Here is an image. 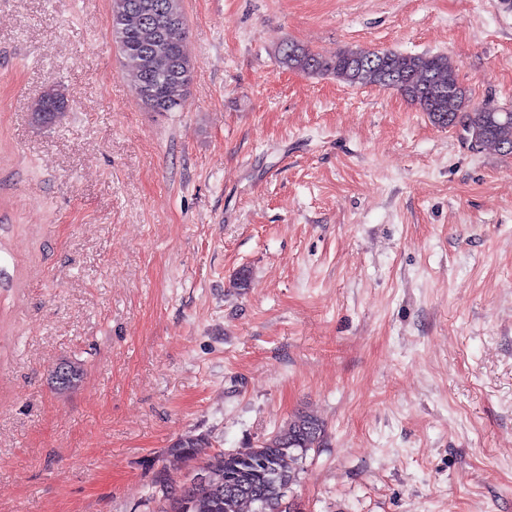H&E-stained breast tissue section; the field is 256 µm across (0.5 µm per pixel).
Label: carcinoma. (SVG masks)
Here are the masks:
<instances>
[{"instance_id":"1","label":"carcinoma","mask_w":512,"mask_h":512,"mask_svg":"<svg viewBox=\"0 0 512 512\" xmlns=\"http://www.w3.org/2000/svg\"><path fill=\"white\" fill-rule=\"evenodd\" d=\"M112 29L124 72L141 89L139 99L152 112H180L187 103L192 66L183 48V0H111ZM283 67L309 75L331 76L351 86L390 88L417 104L435 125H458L478 131L484 147L512 154V112L472 107L446 54L404 55L392 51L344 48L323 55L302 44L286 42L279 49ZM34 121L54 125L65 113L38 114ZM326 429L316 415L301 411L260 444L244 452H207L204 434L175 441L169 456L205 472L206 479L188 484L175 480L165 465L152 467L154 492L169 501L168 512H301L287 497L298 483L308 452L323 445Z\"/></svg>"}]
</instances>
